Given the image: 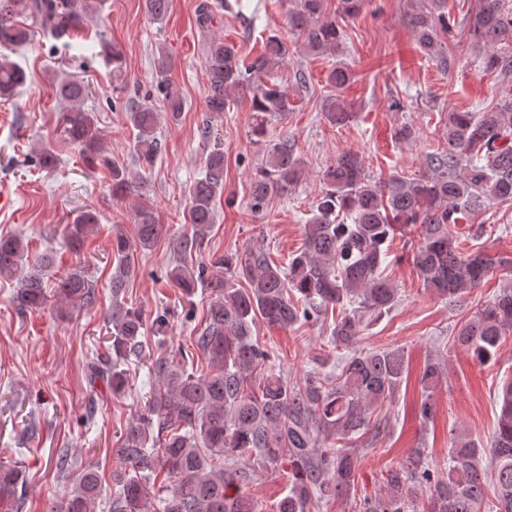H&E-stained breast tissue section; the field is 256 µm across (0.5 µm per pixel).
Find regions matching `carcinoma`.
I'll list each match as a JSON object with an SVG mask.
<instances>
[{
    "label": "carcinoma",
    "instance_id": "obj_1",
    "mask_svg": "<svg viewBox=\"0 0 512 512\" xmlns=\"http://www.w3.org/2000/svg\"><path fill=\"white\" fill-rule=\"evenodd\" d=\"M170 0H145L154 21L166 17ZM288 22L314 55L331 53L340 41L336 18L326 14V0H289ZM371 0H339V12L354 17ZM232 10L229 0L204 2L197 14L198 30L210 32L221 10ZM91 0H0V49L14 51L30 41L31 27L63 37L92 16ZM420 51L448 65L440 33L454 24L431 0L427 9L409 15ZM486 72L512 74V0H476L463 18ZM288 43L268 37L263 52L246 64L234 46L222 38L204 40L205 101L208 111L221 114L236 89H248L255 112L251 134L267 135L269 119L292 111L288 91L265 83L260 74L286 62ZM171 59L163 51L155 60L157 89L170 119L179 117L183 99L168 79ZM351 70L337 65L327 82L338 90L352 80ZM26 82L22 68L0 55V98L9 99ZM65 104L66 140L80 148L91 166L107 169L112 197L121 201L141 196L142 182L110 159L104 133L84 109L92 94L89 83L66 79L56 84ZM326 120L343 125L353 118L349 105L329 97ZM130 122L136 130L135 153L151 165L162 153L157 137L160 113L149 104H134ZM429 173H397L374 181L366 175L354 152H344L323 171L326 191L312 207L303 226L300 250L288 258V267L271 261L263 249L220 256L209 263L188 266L184 259L204 249L215 222V201L224 188V148L214 143L203 176L194 181L186 222L191 233L175 244L176 264L168 273L174 287L191 298L199 287L210 290L205 326L192 346H179L154 358L150 369L157 388L145 408L125 427L118 448L119 468L112 472L111 512H311L324 497H341L354 481L358 459L346 442L366 433L371 411L392 403L409 365L401 348L354 350L332 375L310 372L295 381L275 372L270 352L253 339L261 321L269 327L290 329L318 321L328 310L341 317L333 322L329 342L350 348L373 321L397 302V288L384 277L390 245L397 232L416 238L411 258L426 290L437 297L456 298L478 287L493 272L496 260L484 253L461 251L454 227L466 214L495 201H512V96L483 112L448 113V149L430 156ZM302 172L301 160L283 140L272 144L265 162L251 180L252 208L288 192ZM135 242L123 233L112 237L116 261L112 271V361L90 366L91 382L106 383L120 394L128 385L121 366L132 356L142 357L144 326L140 310L123 301L125 288L136 272L137 251L147 250L168 233L153 208L132 206ZM99 217L85 208L62 228L68 247L79 252L95 233ZM54 267L51 254L29 260L28 243L19 235L0 236V277L23 272L14 301L23 311L39 310L48 302L46 271ZM57 297L68 305L91 306L95 291L82 267L60 275ZM299 295V302L292 296ZM512 332V285L478 310L462 326L455 342L472 358L487 364L495 359L502 336ZM207 371H188L195 358ZM440 366L427 363L420 377L418 412L432 418ZM499 412L490 448L478 447L466 435L450 439V464L439 478L422 460V453L406 467L387 474V492L362 505V512H512V374L499 387ZM490 457L482 465L483 454ZM257 466L288 462V492L271 507L245 491L249 474L233 467L239 458ZM161 471L167 484L151 490L150 479ZM24 483L15 465L0 464V502L21 508L18 487ZM103 491L96 470H82L70 494L50 499L44 512H94Z\"/></svg>",
    "mask_w": 512,
    "mask_h": 512
}]
</instances>
